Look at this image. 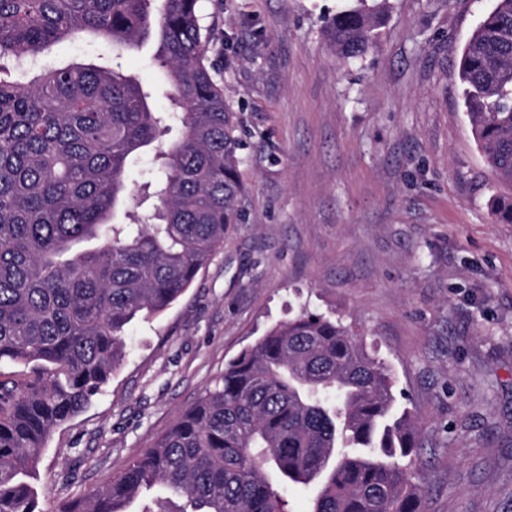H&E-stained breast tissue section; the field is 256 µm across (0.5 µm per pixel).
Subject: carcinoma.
Returning a JSON list of instances; mask_svg holds the SVG:
<instances>
[{"mask_svg":"<svg viewBox=\"0 0 512 512\" xmlns=\"http://www.w3.org/2000/svg\"><path fill=\"white\" fill-rule=\"evenodd\" d=\"M0 0V512H43L37 465L52 431L84 411L127 356L128 328L168 310L240 219L243 139L206 64L200 0ZM336 12V52L376 45L382 13ZM157 30L172 102L95 63L15 69L78 34L122 52ZM464 112L485 162L512 183V0L463 47ZM160 152L156 204L114 222L126 174ZM512 224V198L494 197ZM392 371L342 318L306 310L270 327L108 486L56 512H288L280 489L311 486L309 512H421L415 413Z\"/></svg>","mask_w":512,"mask_h":512,"instance_id":"1","label":"carcinoma"}]
</instances>
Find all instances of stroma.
I'll list each match as a JSON object with an SVG mask.
<instances>
[{"label":"stroma","instance_id":"stroma-1","mask_svg":"<svg viewBox=\"0 0 512 512\" xmlns=\"http://www.w3.org/2000/svg\"><path fill=\"white\" fill-rule=\"evenodd\" d=\"M355 0H202L214 80L240 122L243 216L185 294L38 464L45 512L109 484L224 365L300 311L354 323L422 429V512H512V224L461 108V50L496 0H385L344 64L328 24ZM155 39L120 62L173 107ZM112 61L88 34L42 65Z\"/></svg>","mask_w":512,"mask_h":512}]
</instances>
